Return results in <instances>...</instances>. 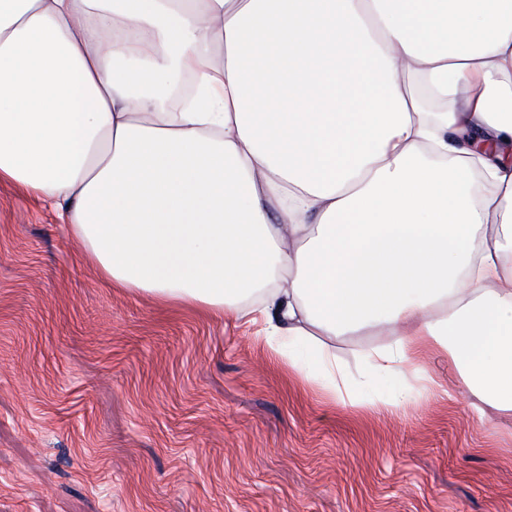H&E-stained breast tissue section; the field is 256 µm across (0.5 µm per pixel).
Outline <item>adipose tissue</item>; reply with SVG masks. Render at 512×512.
Here are the masks:
<instances>
[{
	"instance_id": "ef3b65f1",
	"label": "adipose tissue",
	"mask_w": 512,
	"mask_h": 512,
	"mask_svg": "<svg viewBox=\"0 0 512 512\" xmlns=\"http://www.w3.org/2000/svg\"><path fill=\"white\" fill-rule=\"evenodd\" d=\"M0 183L341 401L404 407L427 345L512 414V0H0ZM365 331L353 388L332 344Z\"/></svg>"
}]
</instances>
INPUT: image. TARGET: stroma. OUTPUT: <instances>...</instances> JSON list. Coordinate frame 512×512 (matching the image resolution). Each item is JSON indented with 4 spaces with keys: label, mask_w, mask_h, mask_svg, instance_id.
<instances>
[{
    "label": "stroma",
    "mask_w": 512,
    "mask_h": 512,
    "mask_svg": "<svg viewBox=\"0 0 512 512\" xmlns=\"http://www.w3.org/2000/svg\"><path fill=\"white\" fill-rule=\"evenodd\" d=\"M384 342L337 344L351 382ZM0 512H512V420L455 383L334 400L232 314L105 287L0 184Z\"/></svg>",
    "instance_id": "stroma-1"
}]
</instances>
